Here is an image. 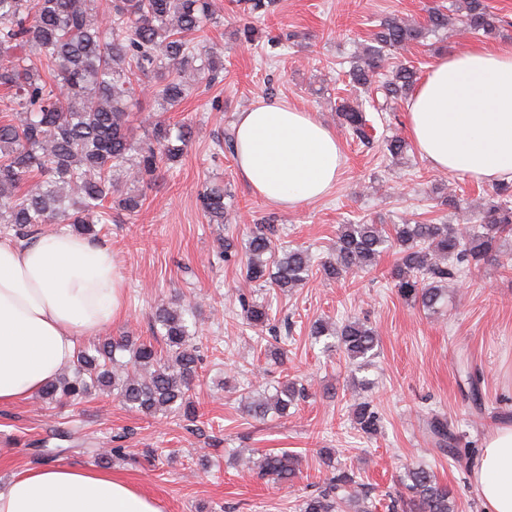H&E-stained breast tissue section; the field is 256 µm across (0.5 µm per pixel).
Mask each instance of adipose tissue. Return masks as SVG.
Returning a JSON list of instances; mask_svg holds the SVG:
<instances>
[{"mask_svg": "<svg viewBox=\"0 0 512 512\" xmlns=\"http://www.w3.org/2000/svg\"><path fill=\"white\" fill-rule=\"evenodd\" d=\"M411 140L434 169L512 180V50L475 46L436 59L405 102ZM235 160L256 196L289 209L323 197L344 163L316 113L261 102L237 113ZM114 255L69 230L0 242V406L34 397L124 312ZM487 512H512V426L486 437L472 470ZM0 512H162L125 477L46 461L14 473Z\"/></svg>", "mask_w": 512, "mask_h": 512, "instance_id": "1", "label": "adipose tissue"}]
</instances>
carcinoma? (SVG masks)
Returning a JSON list of instances; mask_svg holds the SVG:
<instances>
[{
    "label": "carcinoma",
    "instance_id": "cac0c4a2",
    "mask_svg": "<svg viewBox=\"0 0 512 512\" xmlns=\"http://www.w3.org/2000/svg\"><path fill=\"white\" fill-rule=\"evenodd\" d=\"M464 31L491 37L507 21L494 13L487 0H455ZM452 15L432 7L422 23L399 18L381 22L370 43L355 56L348 71L350 84L368 88L390 56L448 29ZM216 24L210 0H112V10L101 21L95 0H0V86L10 95L0 102V224L27 237L41 224H69L95 235L97 224L111 220L112 198L118 207L136 212L138 196L122 193L118 176L143 182L159 163L179 162L192 138V127L156 120L148 144H136L130 121L135 86L158 80L154 106L168 112L191 95L185 72L196 60L197 71L217 74L214 57L196 52L193 42ZM419 81L412 66L398 64L379 86L387 101L407 98ZM336 116L362 144H370L366 118L359 104L341 101ZM392 158L410 148L403 138L384 141ZM201 204L212 224L224 223V187L202 192ZM466 233L451 224L416 221L397 224L389 234L381 224H343L335 254L320 261L318 271L327 280L349 272L371 270L393 244L399 259L391 271L394 287L406 303L436 311L445 300L448 282L456 281L488 263H499L500 242L512 235V182L495 185L493 194L478 206ZM277 229L257 224L247 247L245 277L261 287L285 293L304 284L313 270L312 257L300 248L278 249ZM244 318L262 329L272 321L268 302L243 304ZM165 350L124 336L77 351L70 369L45 386L40 398L73 405L101 391H114L122 404L144 415L176 412L188 421L200 417L191 393L202 361L195 332L184 308L160 306L155 312ZM310 335L338 340L349 363L359 370L376 355L378 336L367 322L354 318L340 325L322 319L310 326ZM128 354L131 368L117 359ZM303 389L286 381L275 393L248 398L247 413L264 418L288 409ZM353 419L365 434L375 435L380 416L368 400L353 405ZM440 450L448 447V423H430ZM262 478L288 483L300 473L299 458L286 451L243 458ZM355 477L340 470L333 487L311 495L301 512H373L368 495L346 496ZM406 493L392 508L401 512H455V497L434 471L423 465L407 468Z\"/></svg>",
    "mask_w": 512,
    "mask_h": 512
}]
</instances>
